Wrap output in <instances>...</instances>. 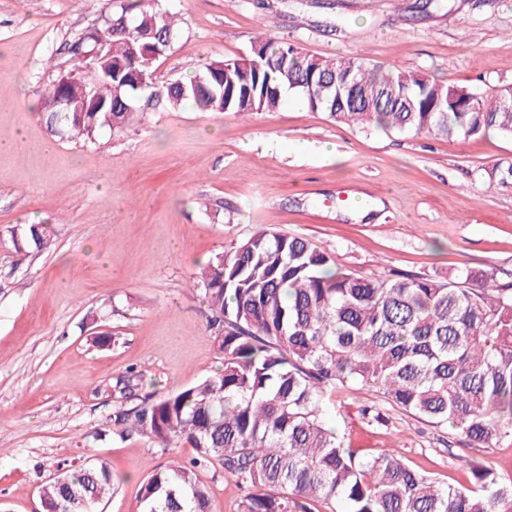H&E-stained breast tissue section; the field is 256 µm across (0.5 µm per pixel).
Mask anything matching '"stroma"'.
Returning <instances> with one entry per match:
<instances>
[{"label":"stroma","mask_w":512,"mask_h":512,"mask_svg":"<svg viewBox=\"0 0 512 512\" xmlns=\"http://www.w3.org/2000/svg\"><path fill=\"white\" fill-rule=\"evenodd\" d=\"M159 0L181 34L156 65L126 128L60 138L37 105L78 63L68 51L110 0H0V512H42L39 491L68 465L109 463L103 512H136L141 484L175 455L109 438L117 404L161 397L222 365L197 274L266 227L307 239L373 278L460 269L512 284V188L491 172L512 139L450 141L340 124L283 101L274 111L172 110L168 83L248 56L259 33L327 58L357 56L479 91L512 84V0ZM43 225L52 246L12 235ZM111 334L110 346L94 339ZM136 378L121 383L128 369ZM327 418L346 445L389 452L451 484L473 451L406 414L368 425L370 390L344 392ZM197 476L212 512L243 495L219 464Z\"/></svg>","instance_id":"stroma-1"}]
</instances>
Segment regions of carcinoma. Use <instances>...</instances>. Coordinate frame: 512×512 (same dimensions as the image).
Here are the masks:
<instances>
[{"label": "carcinoma", "mask_w": 512, "mask_h": 512, "mask_svg": "<svg viewBox=\"0 0 512 512\" xmlns=\"http://www.w3.org/2000/svg\"><path fill=\"white\" fill-rule=\"evenodd\" d=\"M146 35L166 53L177 20L155 0H121L72 43L73 56H88L83 81L103 111H55L62 96L81 98V87L60 77L41 103L50 127L83 141L123 128L129 116L115 108L141 93L124 65L148 82L154 74ZM287 93L337 123L512 138L511 84L485 95L359 57L308 55L262 33L249 56L170 82L164 101L247 116L279 107ZM21 238L37 252L50 248L40 224ZM197 284L222 369L112 413L115 438L145 437L163 452L186 442L196 452L144 479L137 512H211L196 469L215 461L246 490L237 512H314L316 503L340 506L331 512H512V480L480 457L469 462L467 484L452 485L395 454L362 455L326 423L340 393L367 387L384 403L363 410L370 425H386L391 408L449 427L478 451L512 438V287L473 270L367 278L302 237L266 229L216 254ZM115 483L110 465L92 459L42 486L43 512H102Z\"/></svg>", "instance_id": "obj_1"}]
</instances>
